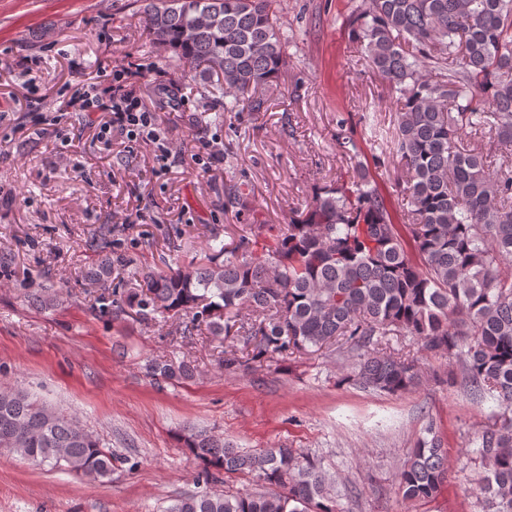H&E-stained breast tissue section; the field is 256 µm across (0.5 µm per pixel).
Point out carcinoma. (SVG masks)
<instances>
[{
	"label": "carcinoma",
	"instance_id": "1",
	"mask_svg": "<svg viewBox=\"0 0 512 512\" xmlns=\"http://www.w3.org/2000/svg\"><path fill=\"white\" fill-rule=\"evenodd\" d=\"M151 43L207 83L226 112H261L259 95L286 66L280 0H140ZM348 35L395 97L386 148L402 163L406 210L395 223L353 140L338 142L347 177L315 190L293 222L252 224L230 245L212 247L190 269L147 265L139 287L100 310L151 322L177 321L181 334L206 332L240 348L224 350L227 373L330 349L353 354L344 380L380 393L419 386L408 353L387 351L389 336L448 355L471 393L501 414L477 437L485 469L484 512H512V164L497 166L461 132L488 134L512 151V0H360ZM112 225L89 241L87 272L104 285L121 262ZM28 298L59 305L54 285ZM253 312L244 320L242 310ZM152 373L191 379L188 359L152 360ZM207 485L240 474L264 492L206 489L166 512H346L335 479L317 456L278 446L241 451L223 439L184 434ZM0 449L65 463L91 481L108 479L117 457L89 431L23 389L0 388ZM448 475V450L428 429L397 473L408 501L435 497Z\"/></svg>",
	"mask_w": 512,
	"mask_h": 512
}]
</instances>
